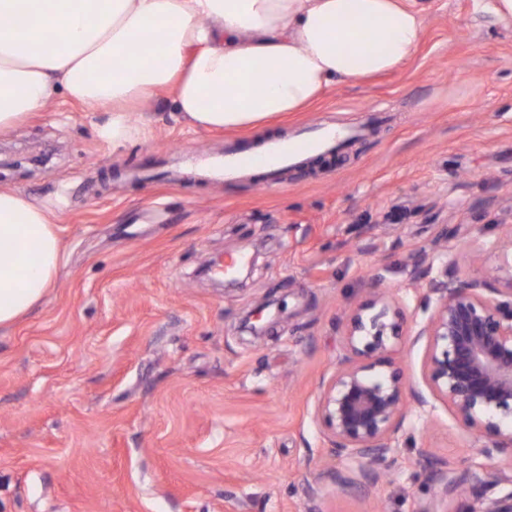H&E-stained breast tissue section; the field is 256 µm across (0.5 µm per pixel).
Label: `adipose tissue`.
<instances>
[{"label":"adipose tissue","instance_id":"adipose-tissue-1","mask_svg":"<svg viewBox=\"0 0 512 512\" xmlns=\"http://www.w3.org/2000/svg\"><path fill=\"white\" fill-rule=\"evenodd\" d=\"M149 22L159 47L131 53ZM423 32L417 0H28L22 24L0 25V133L62 92L110 108L99 134L119 144L138 133L131 105L164 88L197 127H258L400 70ZM59 266L50 214L0 188V327L42 301Z\"/></svg>","mask_w":512,"mask_h":512}]
</instances>
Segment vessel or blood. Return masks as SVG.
<instances>
[{
	"label": "vessel or blood",
	"mask_w": 512,
	"mask_h": 512,
	"mask_svg": "<svg viewBox=\"0 0 512 512\" xmlns=\"http://www.w3.org/2000/svg\"><path fill=\"white\" fill-rule=\"evenodd\" d=\"M356 136V130L351 128H304L293 138L268 140L257 151L225 149L223 155L208 161L204 175L210 180L226 181L240 176L246 170L259 168L271 179L281 170L300 165L307 156L341 149Z\"/></svg>",
	"instance_id": "1"
}]
</instances>
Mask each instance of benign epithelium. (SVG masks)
I'll return each mask as SVG.
<instances>
[{
	"mask_svg": "<svg viewBox=\"0 0 512 512\" xmlns=\"http://www.w3.org/2000/svg\"><path fill=\"white\" fill-rule=\"evenodd\" d=\"M499 249V262L476 279H460L451 259L437 277L431 263L414 269L415 281H426L424 306L434 305L418 332L429 341L427 384L485 440L474 452L489 464L459 471L450 462L442 478V494L467 500L465 512H512V472L491 464L499 454H512V238ZM402 321L383 294L353 309L343 354L320 398L318 415L336 455L360 467L394 456L407 416V384L392 358Z\"/></svg>",
	"mask_w": 512,
	"mask_h": 512,
	"instance_id": "obj_1",
	"label": "benign epithelium"
}]
</instances>
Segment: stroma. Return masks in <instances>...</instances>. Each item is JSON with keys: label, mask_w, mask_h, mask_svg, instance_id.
<instances>
[{"label": "stroma", "mask_w": 512, "mask_h": 512, "mask_svg": "<svg viewBox=\"0 0 512 512\" xmlns=\"http://www.w3.org/2000/svg\"><path fill=\"white\" fill-rule=\"evenodd\" d=\"M419 2L404 69L264 130L173 121L164 91L118 145L98 135L109 109L61 95L0 134V187L51 213L62 250L41 304L0 328V512H420L439 464L480 447L429 392L412 281L441 238L459 278L480 277L512 229V27L489 0ZM329 125L365 133L272 183L181 169ZM231 257L236 286L209 271ZM374 288L401 310L394 360L427 403L409 404L373 484L335 455L317 406L345 314ZM256 311L258 339L241 329Z\"/></svg>", "instance_id": "35a3bbf8"}]
</instances>
